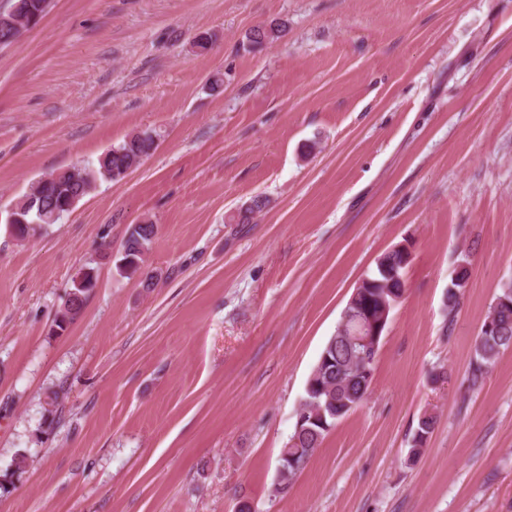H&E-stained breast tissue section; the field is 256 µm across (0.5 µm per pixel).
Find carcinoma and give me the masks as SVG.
Returning <instances> with one entry per match:
<instances>
[{
    "label": "carcinoma",
    "mask_w": 512,
    "mask_h": 512,
    "mask_svg": "<svg viewBox=\"0 0 512 512\" xmlns=\"http://www.w3.org/2000/svg\"><path fill=\"white\" fill-rule=\"evenodd\" d=\"M23 17H38L42 13L41 0H12ZM280 26H258L249 35L250 46L254 49L279 38ZM155 149V138L147 132L136 133L122 144L104 151L97 164L76 162L69 167L52 172L49 178H40L31 183L28 191L12 208L9 217L15 234L25 237L33 224H56L55 214H66L74 202L91 194L102 180H122L132 165L139 163ZM156 225L144 221L128 227L118 250L116 272L123 278H137L143 288L155 286L156 276L145 271L144 259L150 252ZM411 260V252L401 246L392 249L376 262L375 269L366 278L368 282L352 304L345 307L315 366L317 373L310 386L305 388L304 400L307 406L323 414L316 420L297 421L294 430L283 448L288 455L287 471L280 473L278 492L288 491L290 481L307 467L326 435L341 420L355 412L367 398L372 379H356L363 346L352 342L360 334L361 321L365 310L378 308L384 300L395 307L403 297L406 288L403 271ZM469 269L467 263L458 265L455 275L446 291L445 307L448 319H454L460 297L467 288ZM97 277L94 268L81 267L72 277V287L57 311L54 326L60 331L66 328L81 313L87 297L96 288ZM487 317L494 319L491 330L480 328L475 337L468 365V383L473 389L483 385L487 374L500 354L512 349V279L500 284L489 307ZM437 415L425 414L420 418L410 444V459L418 458L437 425Z\"/></svg>",
    "instance_id": "carcinoma-1"
}]
</instances>
